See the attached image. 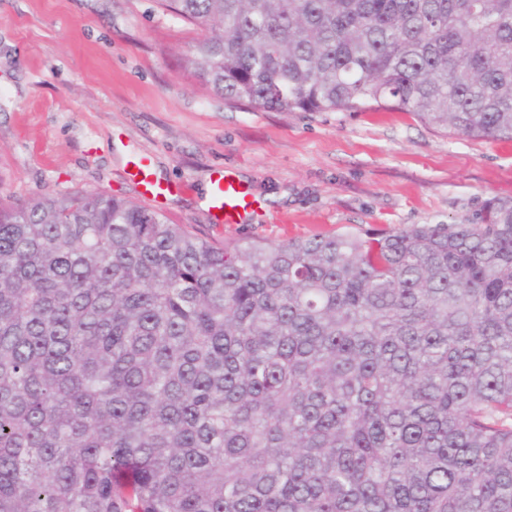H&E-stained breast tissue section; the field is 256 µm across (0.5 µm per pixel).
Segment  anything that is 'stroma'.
<instances>
[{
  "mask_svg": "<svg viewBox=\"0 0 512 512\" xmlns=\"http://www.w3.org/2000/svg\"><path fill=\"white\" fill-rule=\"evenodd\" d=\"M201 35L156 0H0V204L76 192L139 204L129 170L145 157L185 187L156 211L221 247L454 223L512 198V141L398 110L226 101L186 63ZM219 169L256 199L249 223H213Z\"/></svg>",
  "mask_w": 512,
  "mask_h": 512,
  "instance_id": "stroma-1",
  "label": "stroma"
}]
</instances>
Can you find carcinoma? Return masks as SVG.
I'll use <instances>...</instances> for the list:
<instances>
[{"instance_id":"carcinoma-1","label":"carcinoma","mask_w":512,"mask_h":512,"mask_svg":"<svg viewBox=\"0 0 512 512\" xmlns=\"http://www.w3.org/2000/svg\"><path fill=\"white\" fill-rule=\"evenodd\" d=\"M158 5L227 101L512 140V0ZM0 512H512V199L231 247L0 205Z\"/></svg>"}]
</instances>
